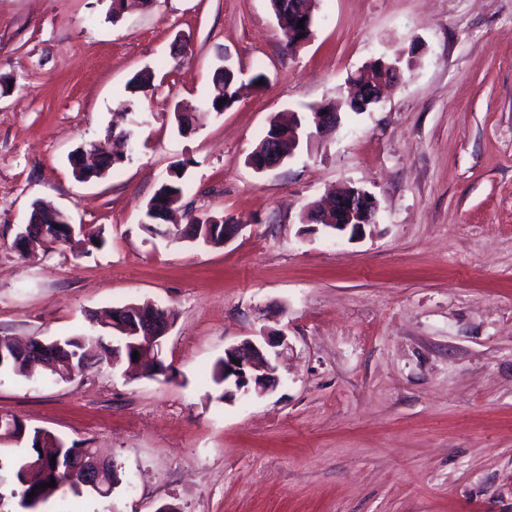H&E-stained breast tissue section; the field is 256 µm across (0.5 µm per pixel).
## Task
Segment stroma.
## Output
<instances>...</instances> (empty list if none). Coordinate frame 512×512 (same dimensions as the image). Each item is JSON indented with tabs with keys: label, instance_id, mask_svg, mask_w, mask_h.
Returning <instances> with one entry per match:
<instances>
[{
	"label": "stroma",
	"instance_id": "35a3bbf8",
	"mask_svg": "<svg viewBox=\"0 0 512 512\" xmlns=\"http://www.w3.org/2000/svg\"><path fill=\"white\" fill-rule=\"evenodd\" d=\"M111 4L0 0V336L86 332L90 312L149 302L177 313L173 374L0 375V417L97 449L121 478L39 512H512V0H320L293 51L269 0H149L116 21ZM400 52L374 107L278 169L248 164L273 119L343 102L351 75ZM225 62L266 81L217 113ZM112 127L133 151L76 180L70 154ZM178 170L176 222L230 219L232 241L143 228ZM345 184L375 197L374 224L310 230L308 206ZM39 200L104 245L21 255ZM266 329L290 344L278 386L217 400L211 367Z\"/></svg>",
	"mask_w": 512,
	"mask_h": 512
}]
</instances>
